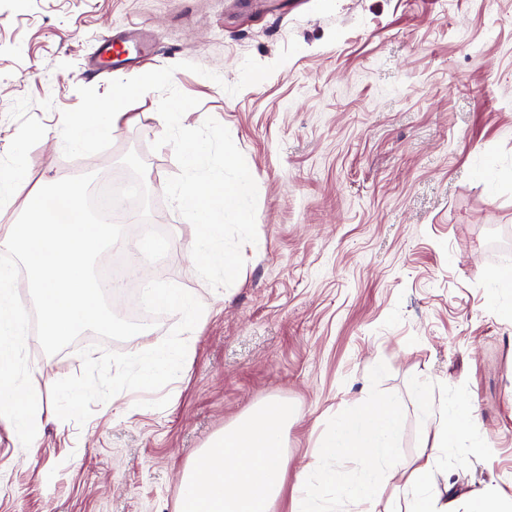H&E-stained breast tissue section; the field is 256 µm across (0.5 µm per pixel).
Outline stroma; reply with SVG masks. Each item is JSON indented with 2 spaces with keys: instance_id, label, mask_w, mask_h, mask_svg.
<instances>
[{
  "instance_id": "stroma-1",
  "label": "stroma",
  "mask_w": 512,
  "mask_h": 512,
  "mask_svg": "<svg viewBox=\"0 0 512 512\" xmlns=\"http://www.w3.org/2000/svg\"><path fill=\"white\" fill-rule=\"evenodd\" d=\"M136 24L153 55L125 70L89 69L99 42ZM236 95L245 58L275 63ZM207 76L181 69V62ZM175 66L199 105L184 122L223 124L258 188L259 247L215 289L196 272L192 224L165 199L179 166L160 95L128 105L112 137L80 151L42 139L79 88ZM144 160L150 218L170 237L161 280L198 298L179 376L155 393L123 391L84 424L60 420L59 379L80 374L79 349L133 353L147 336L80 335L49 356L26 351L42 424L22 448L0 419V512H176L186 465L217 433L270 399L287 403L285 492L322 458L337 416L373 399L404 417L400 470L431 444L415 382L435 406L472 407L437 454L430 494L465 512L478 490L512 499V0H0V160L23 153L31 187L84 169Z\"/></svg>"
}]
</instances>
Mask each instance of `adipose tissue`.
Masks as SVG:
<instances>
[{
    "instance_id": "1",
    "label": "adipose tissue",
    "mask_w": 512,
    "mask_h": 512,
    "mask_svg": "<svg viewBox=\"0 0 512 512\" xmlns=\"http://www.w3.org/2000/svg\"><path fill=\"white\" fill-rule=\"evenodd\" d=\"M137 93V88L122 85L113 92L110 103L90 101L80 116L59 120L53 139L77 149L110 137L128 99ZM415 395L422 403L421 418L433 434L434 448H442L463 425L461 408L433 410L422 382L417 383ZM287 426V404L271 399L216 434L183 474L178 512H272L287 470ZM400 427L396 405L384 400L340 415L324 438L327 461L309 466L306 480L295 489L298 512H330L316 493L320 487L337 488L339 497L348 500L354 512H376L377 490L395 457L394 439ZM340 458L359 462L355 479L339 481L334 462ZM432 480L433 459L420 456L404 483L413 498L410 512H455L451 502L438 505L430 501Z\"/></svg>"
}]
</instances>
